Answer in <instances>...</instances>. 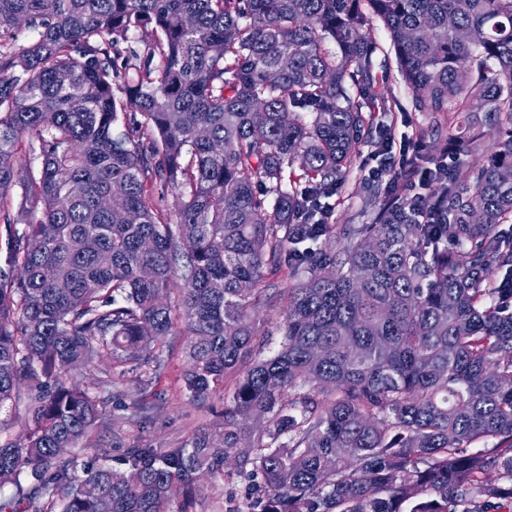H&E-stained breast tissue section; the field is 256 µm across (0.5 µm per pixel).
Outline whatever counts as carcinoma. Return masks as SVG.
I'll list each match as a JSON object with an SVG mask.
<instances>
[{
	"mask_svg": "<svg viewBox=\"0 0 512 512\" xmlns=\"http://www.w3.org/2000/svg\"><path fill=\"white\" fill-rule=\"evenodd\" d=\"M373 19L459 132L433 223L372 188L338 233L321 199L386 111ZM15 195L40 218L0 279V408L26 385L29 425L0 512H192L198 473L252 479L250 512L512 506V0H0L1 224ZM282 273L283 341L251 362ZM179 324L192 397L238 375L223 422L77 468L59 449L112 396L72 372L108 355L145 390Z\"/></svg>",
	"mask_w": 512,
	"mask_h": 512,
	"instance_id": "cac0c4a2",
	"label": "carcinoma"
}]
</instances>
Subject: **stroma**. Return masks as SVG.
I'll return each mask as SVG.
<instances>
[{
	"label": "stroma",
	"mask_w": 512,
	"mask_h": 512,
	"mask_svg": "<svg viewBox=\"0 0 512 512\" xmlns=\"http://www.w3.org/2000/svg\"><path fill=\"white\" fill-rule=\"evenodd\" d=\"M369 32L380 47V59L385 62V87L390 112L384 116L383 122L389 126L394 143L423 141L436 144L441 152L451 149L453 127L436 123L431 113L415 111L381 22H372ZM384 160L375 142H368L362 147L344 188L329 200V221L335 224L338 231L345 232L351 227L371 223L373 211L364 203L370 186L367 172ZM188 343V337L177 331L167 337L166 367L153 386L144 391L136 387L134 371H113L110 361L102 360L88 376L111 379L113 398L109 411L92 426L87 446L70 449V456L82 464L90 460L92 452L98 451L118 460L132 448L182 446L198 428L216 426L219 422L217 413L224 406V395L220 392L213 394L204 407L191 399L183 380ZM88 376L80 373L76 379L81 382ZM140 401L152 407L150 420H140L136 412V404ZM252 500L253 490L249 479L239 476L209 477L200 483L194 512H249Z\"/></svg>",
	"instance_id": "1"
}]
</instances>
